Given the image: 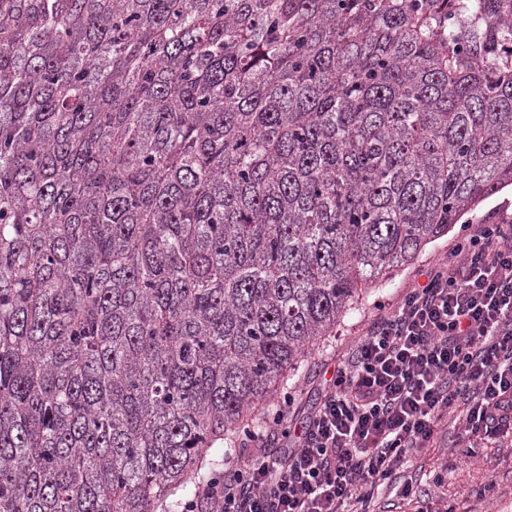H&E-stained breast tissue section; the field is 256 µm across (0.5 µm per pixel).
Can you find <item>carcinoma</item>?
Listing matches in <instances>:
<instances>
[{
	"mask_svg": "<svg viewBox=\"0 0 512 512\" xmlns=\"http://www.w3.org/2000/svg\"><path fill=\"white\" fill-rule=\"evenodd\" d=\"M508 186L512 0H0V512H183Z\"/></svg>",
	"mask_w": 512,
	"mask_h": 512,
	"instance_id": "cac0c4a2",
	"label": "carcinoma"
}]
</instances>
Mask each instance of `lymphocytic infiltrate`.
Returning a JSON list of instances; mask_svg holds the SVG:
<instances>
[{
    "label": "lymphocytic infiltrate",
    "mask_w": 512,
    "mask_h": 512,
    "mask_svg": "<svg viewBox=\"0 0 512 512\" xmlns=\"http://www.w3.org/2000/svg\"><path fill=\"white\" fill-rule=\"evenodd\" d=\"M293 403L284 394L272 418L288 448L253 429L239 435L242 454L203 494L219 512H370L458 403L467 453L512 442V223L465 231L447 261L377 314L303 426Z\"/></svg>",
    "instance_id": "f902f5d3"
}]
</instances>
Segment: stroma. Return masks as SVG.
<instances>
[{
    "label": "stroma",
    "mask_w": 512,
    "mask_h": 512,
    "mask_svg": "<svg viewBox=\"0 0 512 512\" xmlns=\"http://www.w3.org/2000/svg\"><path fill=\"white\" fill-rule=\"evenodd\" d=\"M462 224L427 244L402 270L362 291L352 309L341 316L332 335L323 337L310 351L296 375L289 378L286 392L296 398L293 417L301 422L318 405L324 382L343 354L364 334L381 307H394L402 293L417 279L420 270L445 261ZM457 430L453 421L442 422L436 448L412 455L409 463L396 471L375 503L377 512H406L401 496L405 482L434 496L437 512L454 506L456 512H512V446L486 448L478 456L466 458L456 448ZM447 470L443 488L433 478Z\"/></svg>",
    "instance_id": "35a3bbf8"
}]
</instances>
